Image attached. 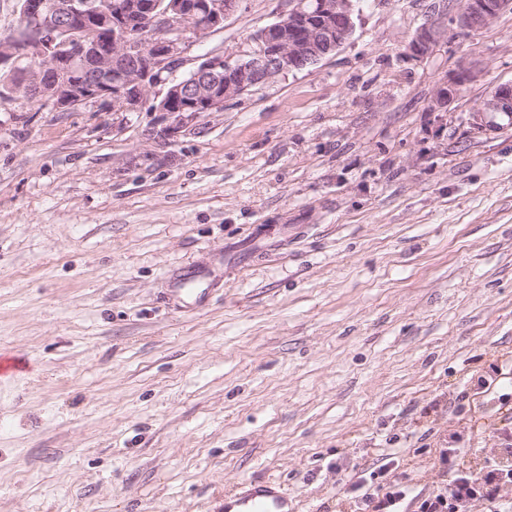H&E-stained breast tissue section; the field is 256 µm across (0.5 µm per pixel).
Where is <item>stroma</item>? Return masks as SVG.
I'll return each mask as SVG.
<instances>
[{
  "instance_id": "35a3bbf8",
  "label": "stroma",
  "mask_w": 512,
  "mask_h": 512,
  "mask_svg": "<svg viewBox=\"0 0 512 512\" xmlns=\"http://www.w3.org/2000/svg\"><path fill=\"white\" fill-rule=\"evenodd\" d=\"M443 0H362L350 41L201 112L166 141L154 112L0 98V512H218L264 476L294 512H359L346 483L398 452L416 492L439 441L512 422L475 376L512 353V12L408 43ZM244 0L206 44L277 21ZM474 67L476 81L440 88ZM253 255L225 273L229 244ZM220 284L168 304L181 264ZM469 434V433H468ZM512 112V84H501L494 88V90L489 94L483 104V108H481L477 112H481V117L479 114V118H477L473 123L474 128L478 130V132H483L488 130L487 127H491L488 118V114L490 116L495 115H506Z\"/></svg>"
}]
</instances>
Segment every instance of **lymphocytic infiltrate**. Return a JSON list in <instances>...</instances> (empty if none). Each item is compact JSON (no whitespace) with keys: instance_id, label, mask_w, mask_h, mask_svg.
Masks as SVG:
<instances>
[{"instance_id":"lymphocytic-infiltrate-1","label":"lymphocytic infiltrate","mask_w":512,"mask_h":512,"mask_svg":"<svg viewBox=\"0 0 512 512\" xmlns=\"http://www.w3.org/2000/svg\"><path fill=\"white\" fill-rule=\"evenodd\" d=\"M468 440L456 437L450 448H439L435 458L446 477L443 486L426 494L414 493L394 473V458H387L370 476L358 477L345 490L364 512H467L472 503L486 504L487 512H512V465L490 459L478 468L465 466Z\"/></svg>"}]
</instances>
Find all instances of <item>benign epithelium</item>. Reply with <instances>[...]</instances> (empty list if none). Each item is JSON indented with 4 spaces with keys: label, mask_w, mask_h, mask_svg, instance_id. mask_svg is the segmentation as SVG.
<instances>
[{
    "label": "benign epithelium",
    "mask_w": 512,
    "mask_h": 512,
    "mask_svg": "<svg viewBox=\"0 0 512 512\" xmlns=\"http://www.w3.org/2000/svg\"><path fill=\"white\" fill-rule=\"evenodd\" d=\"M240 6L241 0H169L166 7L159 0H124L116 12L102 15L91 0H21L29 25L0 44V72L10 77L23 73L7 85L9 94L44 99L62 110L110 98L122 112H139L160 86L161 94L148 111L165 114L173 119L172 126L181 127L187 114L221 112L224 102L318 63L351 39L359 12L358 0H319L327 22L297 39L290 32L305 17L304 2L283 0L279 20L257 29L247 48L231 55L213 49L188 58L194 46L224 29V21ZM201 8L206 22L188 27L187 20ZM505 12H512V0H465L458 9L444 7V21L419 28L409 50L423 56L438 41L483 28ZM90 14L112 29L104 46L78 36L77 21ZM131 16L150 20L156 38L145 44L130 35ZM22 60L38 65L22 72ZM189 60L194 67L175 77V69ZM476 78L474 70L460 71L440 99L450 98L453 87ZM511 111L512 84H501L484 101L474 128L483 132L490 126L488 116Z\"/></svg>",
    "instance_id": "obj_1"
}]
</instances>
